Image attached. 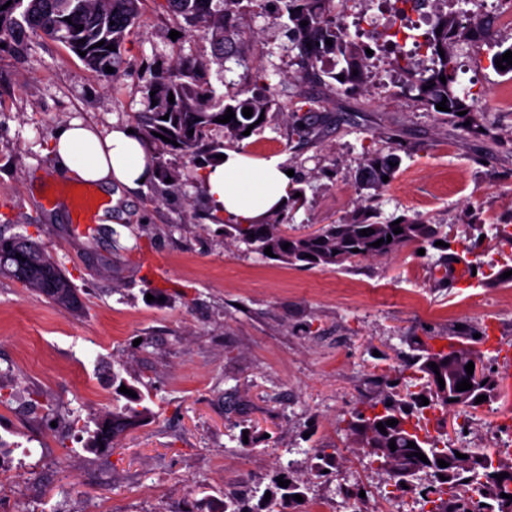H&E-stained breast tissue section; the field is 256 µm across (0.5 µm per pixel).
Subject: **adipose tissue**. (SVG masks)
Masks as SVG:
<instances>
[{
    "label": "adipose tissue",
    "mask_w": 512,
    "mask_h": 512,
    "mask_svg": "<svg viewBox=\"0 0 512 512\" xmlns=\"http://www.w3.org/2000/svg\"><path fill=\"white\" fill-rule=\"evenodd\" d=\"M49 153L59 177L111 187L140 188L155 170L137 135L127 125L100 128L73 121L51 138ZM204 202L212 213L239 224H256L281 209L294 180L279 160L229 149L220 163L201 170Z\"/></svg>",
    "instance_id": "ef3b65f1"
}]
</instances>
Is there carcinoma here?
Here are the masks:
<instances>
[{
    "mask_svg": "<svg viewBox=\"0 0 512 512\" xmlns=\"http://www.w3.org/2000/svg\"><path fill=\"white\" fill-rule=\"evenodd\" d=\"M142 0H0V44L11 51L23 48L25 39L39 35L56 42L75 55L85 53L82 61L89 71L99 77H106L105 67H120L126 53V40L130 31L141 17ZM167 8L183 18L189 27L201 26L210 35L209 41L213 59L202 56H184L181 49L173 50L171 64L153 63L147 67L150 79L145 86L146 108L135 117L136 129L148 151L156 171V183L151 191L168 194L181 185L182 174L172 162L175 157H188L196 167L216 160L224 153L225 142L240 145L248 140L242 135L246 129L256 133L267 120H259L261 113L280 111L283 105L271 91L267 71L257 68L243 89L235 94L224 95L217 92L210 80V65L216 63L220 70H230L227 62L232 58L253 51V45L246 33L239 27V19L246 13H266L268 0H165ZM277 7L272 16L282 20L287 28L291 50L295 51L296 78L303 85L325 86L345 95H355L364 88L367 73L366 48L353 40L342 22V5L349 0H275ZM308 25L303 26L301 22ZM83 26L78 31L76 26ZM386 43L397 47L399 43L413 42L423 53L430 55L431 67L415 70L408 64L399 66L404 74L403 90L424 109L440 116L446 124L462 130L469 136L480 138L493 145L498 141L487 131H480L482 125L471 116L469 97L477 93H461L456 87L458 62L454 48L464 44L479 43L492 50L490 64H495L512 44L503 45L498 39L496 18L488 14L471 15L466 10L441 14L432 27L424 33L419 27L410 25L403 29L384 33ZM332 44H325L326 40ZM104 45L97 46L98 42ZM113 45L110 51L106 46ZM444 54H439V51ZM344 80H338V76ZM446 82H441L440 77ZM155 95H150V92ZM174 96V103L168 97ZM299 101L308 109L296 118L291 132L300 140H308L318 135L316 107L321 101L301 92ZM157 105H152V100ZM446 101L449 111H439L436 104ZM253 109L251 117L243 115V108ZM232 109L235 118L226 124L216 122L227 109ZM465 115L460 116L458 112ZM169 119H163V116ZM470 125H465V121ZM220 129L224 138L217 139L213 131ZM193 135H188V131ZM159 136H154V133ZM167 137L166 143L162 137ZM389 153L379 150L369 153L360 169L357 179L361 190L376 189L386 185L382 177L394 178L398 170L390 163L401 162L394 150L401 146L398 134L389 133ZM176 144H171V141ZM380 168H375V165ZM172 182L167 183L165 179ZM214 223L222 225L224 238L243 242L250 252L262 258L266 247H271L278 260L300 268H327L341 266L346 262L367 257L388 256L397 250L413 245L417 249L427 247L440 251L437 262L429 268L430 278L438 288L446 287L448 270L455 261L465 263L468 271L481 270L477 248L480 241L461 249L454 248V241L448 238L438 224H431L421 218H403L398 227L399 234L393 233L392 221H377L375 215L363 214L351 221L339 224H326L312 233L286 232L289 223L285 210L268 216L261 224H232L218 216H211ZM371 228L375 233L360 235L363 229ZM493 237L512 246V216L490 227ZM392 237V241L379 247L372 243L381 238ZM443 241L447 246H435ZM290 247L284 250L283 244ZM26 258L21 261L16 255ZM312 258H307V255ZM512 270V254L503 261L499 269L489 266L483 273L480 283L485 285L512 282V276L504 279L502 274ZM0 275H7L23 287L28 288L52 304L72 313L82 312L83 306L78 289L62 271L54 257L30 235H0ZM436 337L429 336L417 342V354L412 356L406 370L392 379L378 382L379 392L363 407L354 409L345 420L344 432L351 437L369 457L370 466L387 471L392 480L393 490L401 489V483H412L419 474L426 476V482L417 485L426 512H512V499L501 497L505 493L512 496V460L487 452H476L470 448L457 447L438 436L431 435L425 421L427 412L439 413L437 427L446 422L448 410L476 409V397L485 395L492 402L500 395L495 371L487 366L478 374L467 375L465 366L479 358V354L468 344L457 341L438 346ZM434 362L438 371L428 366ZM444 379L445 388H440L438 379ZM469 380L473 387L458 391L456 385ZM112 383L134 389L133 398L122 392L121 406L103 413L96 422V429L90 436L87 447L104 449L108 452L118 445L125 433L141 426L152 415V410L139 389L133 388L118 374H112ZM429 404H422L421 397ZM390 419L398 420L393 427H386L382 434L377 424ZM109 429H104V426ZM395 441L396 450L389 447ZM415 446L410 448L408 443ZM467 455L460 459L456 453ZM422 453L428 462H422L416 454ZM317 462L314 470L322 475L323 470L337 467V454L316 450ZM449 463L438 466L437 460ZM508 473L499 480L496 475ZM307 487L290 481L286 487L276 486L271 491L270 500L260 496L257 512H286L299 502L294 495L306 496Z\"/></svg>",
    "mask_w": 512,
    "mask_h": 512,
    "instance_id": "cac0c4a2",
    "label": "carcinoma"
}]
</instances>
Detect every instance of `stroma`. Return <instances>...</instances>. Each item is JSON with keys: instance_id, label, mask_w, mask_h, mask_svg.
Here are the masks:
<instances>
[{"instance_id": "obj_1", "label": "stroma", "mask_w": 512, "mask_h": 512, "mask_svg": "<svg viewBox=\"0 0 512 512\" xmlns=\"http://www.w3.org/2000/svg\"><path fill=\"white\" fill-rule=\"evenodd\" d=\"M254 41L248 65L211 73L231 94L265 65L281 101H294L295 67L287 32L270 16H244ZM179 40H172L171 31ZM198 54L205 31L168 16L164 0H145L126 41V62L110 78L92 74L69 50L31 39L22 57L0 53V235L33 236L60 263L84 303L81 316L0 276V512H217L225 497L256 508L257 492L290 469L308 486L294 512H348L346 487L363 484L360 512H423L418 493L392 500L389 476L370 468L346 436L349 413L396 375L415 343L456 327H486L476 344L494 360L502 385L495 402L466 415L468 448H496L497 427L512 425V283L469 279L435 287L428 272L438 251L414 247L345 266L304 269L250 253L194 223L200 187L174 198L149 187L123 192L112 221L76 229L62 210L67 183L48 201V143L60 125L134 124L144 108L143 62H170L173 46ZM458 85L478 91V114L501 139L488 162L482 143L453 135L438 115L401 93L389 56L368 61L367 92L317 91L329 118L319 139L291 135V111L273 112L247 153L293 169L306 202L292 227L313 231L367 208L380 220L423 217L449 237L470 241L472 218L489 225L512 215V106L492 91L505 75L486 47L465 48ZM409 151L393 180L357 187L367 151L388 131ZM165 291L162 303L147 293ZM151 396L153 417L100 454L86 448L100 414L116 398L113 374ZM336 449L338 470L320 479L310 450Z\"/></svg>"}]
</instances>
